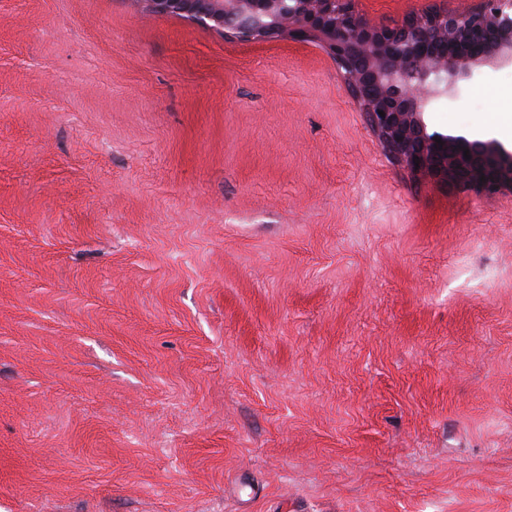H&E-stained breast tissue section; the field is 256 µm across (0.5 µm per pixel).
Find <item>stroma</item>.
Returning a JSON list of instances; mask_svg holds the SVG:
<instances>
[{"mask_svg": "<svg viewBox=\"0 0 512 512\" xmlns=\"http://www.w3.org/2000/svg\"><path fill=\"white\" fill-rule=\"evenodd\" d=\"M458 87L428 126L512 150V67ZM0 512H512V192L318 45L0 0Z\"/></svg>", "mask_w": 512, "mask_h": 512, "instance_id": "stroma-1", "label": "stroma"}]
</instances>
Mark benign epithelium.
I'll list each match as a JSON object with an SVG mask.
<instances>
[{
    "label": "benign epithelium",
    "mask_w": 512,
    "mask_h": 512,
    "mask_svg": "<svg viewBox=\"0 0 512 512\" xmlns=\"http://www.w3.org/2000/svg\"><path fill=\"white\" fill-rule=\"evenodd\" d=\"M149 2L159 14H187L233 40L287 36L322 46L393 160L458 190L512 191V151L431 130L424 120L432 102L457 95L471 67L512 66V0H474L462 12L432 8L392 23L370 20L355 0Z\"/></svg>",
    "instance_id": "benign-epithelium-1"
}]
</instances>
